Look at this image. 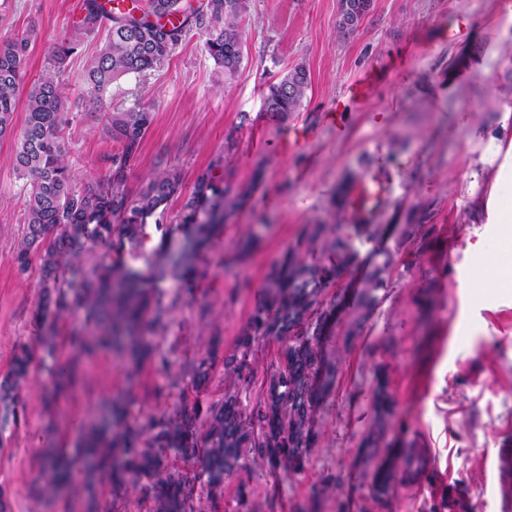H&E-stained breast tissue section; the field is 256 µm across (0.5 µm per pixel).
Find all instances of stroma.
<instances>
[{
    "label": "stroma",
    "mask_w": 512,
    "mask_h": 512,
    "mask_svg": "<svg viewBox=\"0 0 512 512\" xmlns=\"http://www.w3.org/2000/svg\"><path fill=\"white\" fill-rule=\"evenodd\" d=\"M80 2L0 0V41L30 38L23 86L49 70L59 44L78 45L64 76L77 184L105 177L118 149L103 131L106 113L141 102L155 121L130 191L174 167L184 192L207 171L243 203L192 273L159 282L169 325L139 368L101 350L81 358L77 383L57 393L53 361L70 347L35 363L22 389L25 418L0 437V512H89L85 492L47 489L41 458L48 448L78 455L111 397L155 415L228 392L251 408L262 403L280 342H261L242 375L225 374L223 361L266 304L271 265L289 252L326 272L319 309L329 322L304 467L274 474L247 455L197 512H236L242 491L250 512H512V238L485 207L512 203V0H373L345 39L340 0H248L233 81L193 30L153 72L121 78L97 106L84 75L104 35L76 36ZM298 64L310 75L303 106L271 123L268 87ZM368 69L380 81L336 133L323 114ZM304 126L314 135L282 152L283 138ZM369 166L388 175L392 196L361 232L345 202ZM27 189L11 141L0 140V375L17 344L38 346L42 334L39 271L19 273L13 260ZM316 224L324 230L315 237ZM336 235L347 254L329 249ZM212 349L219 361L195 392L185 371ZM381 380L393 402L385 417L374 402ZM397 447L416 449L420 461L399 471L382 506L370 496L372 473Z\"/></svg>",
    "instance_id": "stroma-1"
}]
</instances>
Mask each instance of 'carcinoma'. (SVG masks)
Returning a JSON list of instances; mask_svg holds the SVG:
<instances>
[{
  "mask_svg": "<svg viewBox=\"0 0 512 512\" xmlns=\"http://www.w3.org/2000/svg\"><path fill=\"white\" fill-rule=\"evenodd\" d=\"M358 2L341 0L339 37L353 33L368 14L366 10L352 11ZM245 10L246 0H207L201 10L181 0H133L123 9L108 12L101 0H84L80 25L89 32H106L85 80L100 97L124 76H144L160 65L193 27L206 32L209 55L224 70V80H232L243 59L241 17ZM28 49L26 37L0 43V140L13 141L14 169L29 181L15 263L25 272L32 257L39 260L42 293L35 313L39 324H53L73 309L83 310L93 330L68 337L76 355L110 349L137 365L153 355L147 335L165 327L166 310L161 299L151 297L156 280L153 266L144 270L131 267L122 256L127 251L144 252L150 218L155 219L156 229L167 235L161 220L168 202L182 191L181 172L175 167L155 170L136 194L128 190V173L155 119L153 106L137 103L107 115L104 131L118 151L110 157L106 177L76 186L62 135L68 119L63 112L61 81L66 59L75 47L59 48L52 68L31 84L24 101L25 126L17 132L14 114ZM309 85L304 66L289 69L269 86L264 100L266 116L275 122L286 121L301 108ZM235 206L228 190L206 173L198 176L182 206L185 245L170 257L172 266L177 268L198 256L223 232L224 217ZM101 241L109 243L116 259L89 269L81 256ZM324 287L321 270L292 255L272 267L267 303L255 310L240 337L241 357L224 360V373L239 375L254 343L267 338L283 343L279 365L268 380L264 405L257 413H244L238 398L226 394L222 402L185 401L169 415L131 421L124 403L118 402L112 426L95 432L85 449L88 465L75 462L62 451L45 456L42 472L50 475L54 490L68 488L77 471L83 475L84 487L89 477L101 472L108 476L115 495L132 483L140 501L153 503V512H195L196 487L209 498L217 497L224 491V477L241 467L247 450L274 471L299 470L316 412L313 384L323 367L319 344L327 317L314 313ZM34 359L32 348L21 347L8 373L0 377V434L19 423L20 386ZM214 366L215 357L209 354L189 368L195 390L208 385ZM170 451L200 462V473L190 477L170 470ZM413 460V449H392L373 473L371 497L386 502L400 464L409 465Z\"/></svg>",
  "mask_w": 512,
  "mask_h": 512,
  "instance_id": "carcinoma-1",
  "label": "carcinoma"
}]
</instances>
